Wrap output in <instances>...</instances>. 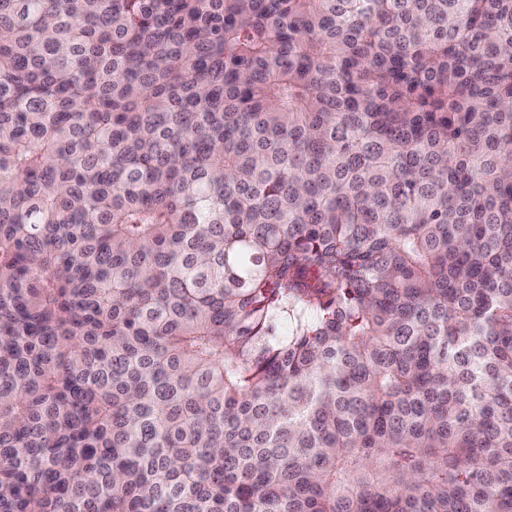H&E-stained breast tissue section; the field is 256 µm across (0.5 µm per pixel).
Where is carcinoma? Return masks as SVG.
<instances>
[{
	"label": "carcinoma",
	"mask_w": 512,
	"mask_h": 512,
	"mask_svg": "<svg viewBox=\"0 0 512 512\" xmlns=\"http://www.w3.org/2000/svg\"><path fill=\"white\" fill-rule=\"evenodd\" d=\"M0 512H512V0H0Z\"/></svg>",
	"instance_id": "obj_1"
}]
</instances>
